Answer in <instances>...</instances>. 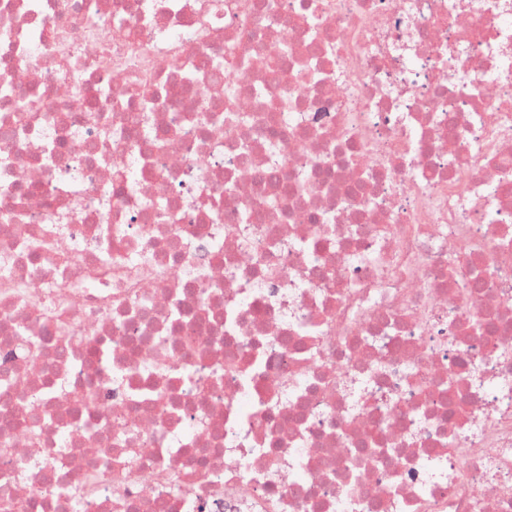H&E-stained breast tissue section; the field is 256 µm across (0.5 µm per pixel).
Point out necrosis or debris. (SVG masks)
Here are the masks:
<instances>
[{
    "mask_svg": "<svg viewBox=\"0 0 512 512\" xmlns=\"http://www.w3.org/2000/svg\"><path fill=\"white\" fill-rule=\"evenodd\" d=\"M0 64V512H512V0H0Z\"/></svg>",
    "mask_w": 512,
    "mask_h": 512,
    "instance_id": "obj_1",
    "label": "necrosis or debris"
}]
</instances>
